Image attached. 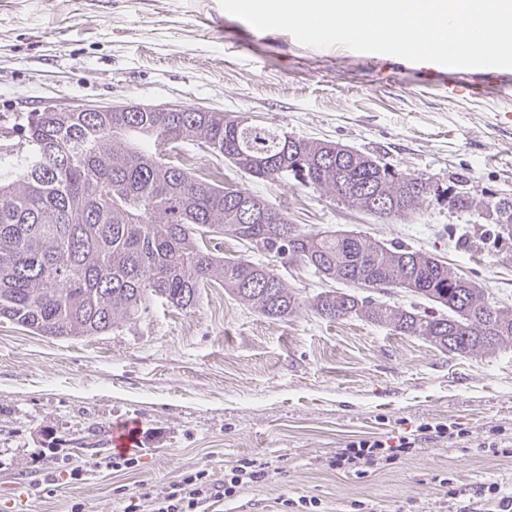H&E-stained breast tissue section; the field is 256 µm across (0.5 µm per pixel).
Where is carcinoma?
I'll list each match as a JSON object with an SVG mask.
<instances>
[{
    "label": "carcinoma",
    "mask_w": 512,
    "mask_h": 512,
    "mask_svg": "<svg viewBox=\"0 0 512 512\" xmlns=\"http://www.w3.org/2000/svg\"><path fill=\"white\" fill-rule=\"evenodd\" d=\"M18 133L22 149L0 170V317L41 335L96 336L112 329L115 315L134 316L153 300L191 308L214 280L270 319L290 315L298 297L266 272L268 264L224 255L218 240L228 234L261 253L295 256L324 279L404 288L448 309L436 316L334 290L312 301L322 317H363L445 350L451 336L460 356L489 337L496 346L512 343V315L499 316L483 289L434 256L349 231L306 234L281 208L193 178L150 144L204 139L253 177L338 187L340 201L379 218L390 217L381 207L406 213L421 206L407 184L385 193L392 178L368 155L288 137L275 126L226 125L224 113L190 107L34 112ZM248 205L262 206L266 218L247 222ZM494 211L512 236V200L496 201Z\"/></svg>",
    "instance_id": "carcinoma-1"
}]
</instances>
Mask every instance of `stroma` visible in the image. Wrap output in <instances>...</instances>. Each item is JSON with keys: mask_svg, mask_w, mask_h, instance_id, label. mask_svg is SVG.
I'll list each match as a JSON object with an SVG mask.
<instances>
[{"mask_svg": "<svg viewBox=\"0 0 512 512\" xmlns=\"http://www.w3.org/2000/svg\"><path fill=\"white\" fill-rule=\"evenodd\" d=\"M480 70L445 83L419 65L346 47L315 48L256 29L218 0H0V156L30 113L90 105L175 104L251 118L289 135L348 146L477 204L428 199L382 219L293 178L258 180L183 143L166 159L248 191L303 232L353 231L431 254L512 311V238L484 201L512 198V69L484 88ZM299 305L268 319L220 283L192 308L161 302L97 336L56 338L0 318V512H125L140 486L161 492L188 471L223 484L243 458L265 481L222 512H474L490 484L512 495V344L461 357L361 317L329 320L310 302L330 290L301 263L270 258ZM140 427L136 467H103L112 426ZM453 423L462 437L419 433ZM417 435L415 451L358 476L329 469L362 438ZM99 468L70 476L83 461ZM456 496L446 501L443 482Z\"/></svg>", "mask_w": 512, "mask_h": 512, "instance_id": "obj_1", "label": "stroma"}]
</instances>
